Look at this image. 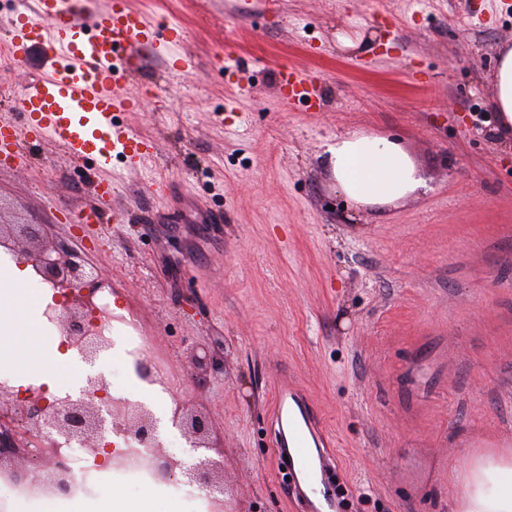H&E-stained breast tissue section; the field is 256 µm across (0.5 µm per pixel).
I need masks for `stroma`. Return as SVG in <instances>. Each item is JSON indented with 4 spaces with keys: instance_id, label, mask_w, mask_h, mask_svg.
<instances>
[{
    "instance_id": "stroma-1",
    "label": "stroma",
    "mask_w": 512,
    "mask_h": 512,
    "mask_svg": "<svg viewBox=\"0 0 512 512\" xmlns=\"http://www.w3.org/2000/svg\"><path fill=\"white\" fill-rule=\"evenodd\" d=\"M185 36L146 58L122 119L156 145L112 163L117 207L97 242L58 211L93 204V167L46 145L31 170L0 165V224H37L78 254L147 338L168 387L152 407L206 412L224 448V512H289L276 478L271 384L293 372L335 434L354 512H448L474 432L512 436V141L488 106L512 48L500 0H131ZM239 58L235 71L214 56ZM191 59L189 74L175 71ZM313 73L309 108L278 92L283 66ZM44 56L0 71L13 110ZM400 143L429 190L354 207L323 158L337 136ZM218 348L221 375L186 350ZM176 502L196 491L123 482L11 512H111L112 493Z\"/></svg>"
}]
</instances>
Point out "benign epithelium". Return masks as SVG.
I'll return each instance as SVG.
<instances>
[{
  "instance_id": "benign-epithelium-1",
  "label": "benign epithelium",
  "mask_w": 512,
  "mask_h": 512,
  "mask_svg": "<svg viewBox=\"0 0 512 512\" xmlns=\"http://www.w3.org/2000/svg\"><path fill=\"white\" fill-rule=\"evenodd\" d=\"M40 232L32 224H0V249L16 257H23L39 277L61 290L65 312L56 327L60 335L77 348L91 370L83 379L79 395L63 400H50L40 393L23 399L0 388V468L12 461L24 447L16 431L4 428L10 419L20 423L30 440L53 443L57 440L74 442L94 451L100 450L107 433L113 431L124 441L134 445L120 461L126 468H146L162 482H176L203 491L214 500L224 497V482L218 480L221 461L211 453L221 455L224 449L212 439L207 415L191 405L176 406L170 418L186 439L193 460L178 462L164 449L161 419L143 403H127L121 414L114 411L107 388L95 365L105 356L107 346L96 337L93 329L91 294L85 290L94 284L93 269L76 255L62 256L40 243ZM191 357L201 367L219 372L216 351L206 343L191 347ZM43 489H52L63 495L71 493L72 484L64 465L52 456L45 457Z\"/></svg>"
}]
</instances>
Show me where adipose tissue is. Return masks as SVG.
Instances as JSON below:
<instances>
[{
	"label": "adipose tissue",
	"instance_id": "ef3b65f1",
	"mask_svg": "<svg viewBox=\"0 0 512 512\" xmlns=\"http://www.w3.org/2000/svg\"><path fill=\"white\" fill-rule=\"evenodd\" d=\"M490 108L498 115L500 135L512 137V49L498 58ZM336 188L358 205L387 206L423 184L420 171L395 141L351 134L328 148ZM31 266L9 262L0 271V362L15 372V383L55 390L60 375H72L79 387L80 368L71 352H47L38 317L39 291ZM449 512H512V448L491 449L473 459L463 478V491Z\"/></svg>",
	"mask_w": 512,
	"mask_h": 512
}]
</instances>
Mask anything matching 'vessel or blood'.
I'll use <instances>...</instances> for the list:
<instances>
[{
  "instance_id": "vessel-or-blood-1",
  "label": "vessel or blood",
  "mask_w": 512,
  "mask_h": 512,
  "mask_svg": "<svg viewBox=\"0 0 512 512\" xmlns=\"http://www.w3.org/2000/svg\"><path fill=\"white\" fill-rule=\"evenodd\" d=\"M10 47L16 65L33 51H43L46 67L27 84L13 114L0 117V159L26 170L32 148L51 143L75 161H92L102 174L93 183L95 195L111 199L113 157L137 165L152 156L155 146L128 126L119 113L130 112L135 99L121 81L144 50L169 55L182 41L180 25L159 26L134 10L129 0H107L102 9L84 13L80 0H37L35 8L18 5L8 20ZM279 93L288 104L310 105L315 76L291 68L281 73ZM84 233L102 223L98 210L61 206ZM272 415L278 423L275 452L288 458V475L296 498L315 494L324 512L336 499L343 476L326 450L334 438L315 412L302 384L292 376L276 379ZM318 454H311V447Z\"/></svg>"
}]
</instances>
